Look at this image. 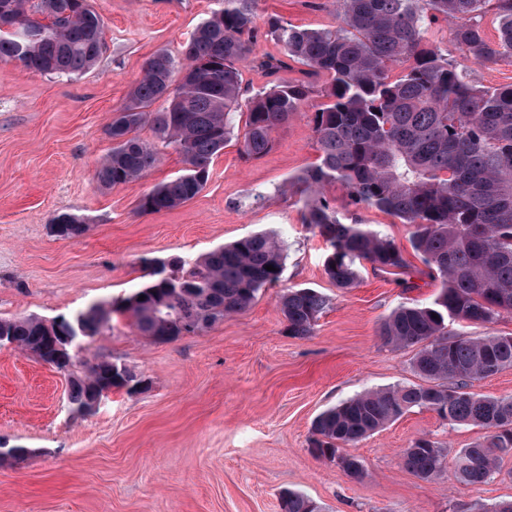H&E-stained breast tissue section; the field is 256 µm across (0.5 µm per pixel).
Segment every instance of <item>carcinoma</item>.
Wrapping results in <instances>:
<instances>
[{
	"label": "carcinoma",
	"mask_w": 512,
	"mask_h": 512,
	"mask_svg": "<svg viewBox=\"0 0 512 512\" xmlns=\"http://www.w3.org/2000/svg\"><path fill=\"white\" fill-rule=\"evenodd\" d=\"M257 3L216 0L194 29L183 60L159 50L146 61L106 126L112 150L98 166L97 180L104 187L135 181L158 162L155 144L171 146L182 157L183 173L145 194L140 209L177 208L205 187L214 157L230 138L234 112L247 108L242 155L259 158L272 148L275 129L308 98L309 83L298 80L275 82L242 100L241 61L253 58L270 76L295 62L307 67L308 76L328 77L327 102L312 117L319 163L297 177L303 223L328 245L326 276L348 289L358 282L360 260L385 273L407 266L386 236L338 216L324 189L339 183L352 205L414 227L411 248L441 288L428 304L399 306L379 328L387 343L417 347L412 367L423 383L366 392L321 413L313 423L312 452L357 478L361 462L339 447L412 408H426L455 425L486 430L454 461L458 480L484 483L512 452V397L479 395L469 385L491 376L492 364L499 371L512 368V338L459 337L448 323L486 325L512 313V85H476L462 65L427 43L426 33L432 19H455L453 41L463 56L483 66L512 62V0H336L339 24L333 29L269 18L266 35L282 46L280 58L254 57ZM489 13L498 21L493 43L482 27ZM103 48V21L88 0H0L1 60L71 76L93 66ZM398 67L400 74L392 76ZM159 101L164 106L152 110ZM144 126L154 142L137 135ZM52 223L61 226L63 239L88 228L85 218L69 213ZM146 264L149 283L118 303H95L51 324L36 317L0 319V333L14 346L69 372L68 400L75 410L93 400L108 377L118 388L140 380L104 359L82 375L72 370L74 363L55 361L58 326L77 323L79 337L98 336L119 311L133 318L139 335L154 340L199 334L277 285L284 250L274 236L258 232L200 259H177L169 268L162 259ZM324 308L317 291L288 290L280 300L288 335H311ZM446 457L442 444L426 436L403 451L404 466L423 480L442 473ZM280 509L321 512L317 502L288 489L280 493Z\"/></svg>",
	"instance_id": "obj_1"
}]
</instances>
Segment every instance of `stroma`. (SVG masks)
<instances>
[{"mask_svg": "<svg viewBox=\"0 0 512 512\" xmlns=\"http://www.w3.org/2000/svg\"><path fill=\"white\" fill-rule=\"evenodd\" d=\"M104 22L105 49L89 70L58 76L0 60V318H70L96 302L118 301L149 280L147 260L197 259L216 247L267 232L285 247L278 286L206 331L168 342L138 335L113 314L102 335L81 340L77 364L107 359L142 379L133 394L113 390L91 415L67 400L69 378L35 355L0 347V445L27 449L0 461V512H280L279 493L296 490L323 512H486L512 500V454L481 484L453 470L432 481L405 468L404 448L421 436L448 456L480 440L425 408L406 411L343 454L361 478L311 453L312 423L324 410L368 390L419 383L415 347L387 344L382 320L396 307L430 302L441 283L409 243L412 225L357 208L341 185L325 196L345 221L381 232L402 250L397 275L360 262L357 287L324 273L326 246L302 221L297 176L317 163L311 118L326 79H308L300 112L273 134L265 156L240 147L246 116L214 159L204 190L159 213L139 209L156 184L181 174L173 147L143 178L100 187L96 170L111 151L105 127L158 50L183 58L214 0H90ZM278 16L311 29L337 25L334 0H259L257 54L280 55L265 38ZM85 217L84 235H52L54 215ZM287 288H312L326 308L312 335H288L279 310Z\"/></svg>", "mask_w": 512, "mask_h": 512, "instance_id": "stroma-1", "label": "stroma"}]
</instances>
